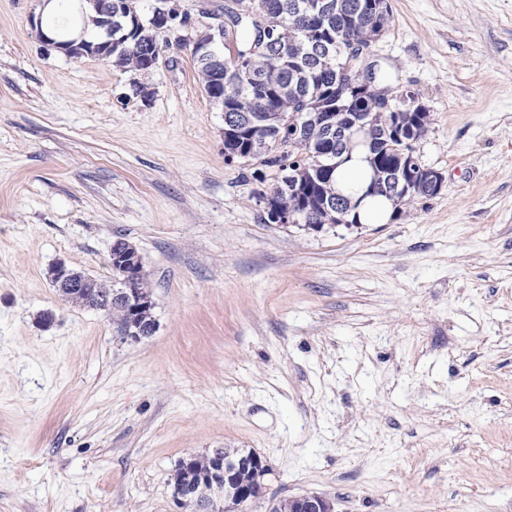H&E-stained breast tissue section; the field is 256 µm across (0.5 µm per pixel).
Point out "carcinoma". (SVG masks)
Returning <instances> with one entry per match:
<instances>
[{"mask_svg":"<svg viewBox=\"0 0 512 512\" xmlns=\"http://www.w3.org/2000/svg\"><path fill=\"white\" fill-rule=\"evenodd\" d=\"M391 20L389 0H224V55L198 59V75L208 95L224 112L235 133L224 151H244L276 171L269 204L297 202L313 224H354L358 202L336 183V170L355 148L368 149L370 183L405 174L394 187L374 195L400 210L428 194L414 143L426 133L428 112L402 108L390 125L370 111L358 67L336 56L342 37L369 46L366 37L383 36ZM146 30L138 12L112 16V63L139 74L150 72L132 41ZM266 82L254 87L247 73ZM342 108L339 133L311 126L296 132L280 114L304 120L314 112ZM208 457H194L176 472L180 485L195 484Z\"/></svg>","mask_w":512,"mask_h":512,"instance_id":"cac0c4a2","label":"carcinoma"}]
</instances>
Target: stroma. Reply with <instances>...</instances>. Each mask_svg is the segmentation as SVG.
I'll return each mask as SVG.
<instances>
[{
    "label": "stroma",
    "instance_id": "obj_1",
    "mask_svg": "<svg viewBox=\"0 0 512 512\" xmlns=\"http://www.w3.org/2000/svg\"><path fill=\"white\" fill-rule=\"evenodd\" d=\"M389 3L374 54L444 186L315 232L226 161L191 45L138 78L0 0V512H180L179 460L215 448L268 467L243 512H512V0ZM118 238L155 303L139 342L49 279L111 282ZM298 507L297 512H331L330 504L318 495H302L294 498ZM296 505L289 500H282L274 512H296Z\"/></svg>",
    "mask_w": 512,
    "mask_h": 512
}]
</instances>
